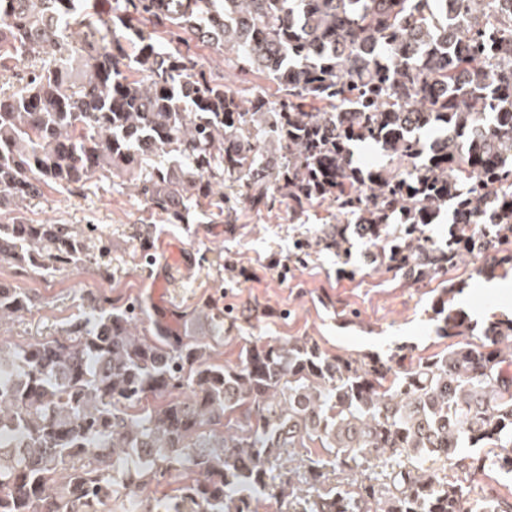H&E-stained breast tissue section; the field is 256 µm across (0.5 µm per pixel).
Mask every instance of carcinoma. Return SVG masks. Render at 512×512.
<instances>
[{
	"mask_svg": "<svg viewBox=\"0 0 512 512\" xmlns=\"http://www.w3.org/2000/svg\"><path fill=\"white\" fill-rule=\"evenodd\" d=\"M193 45L275 91L232 88ZM359 142L383 161L354 164ZM114 178L175 221L279 197L296 218L334 205L319 242L387 240L373 262L388 271L474 252L486 272L512 265V0H112L105 21L91 0H0V261L48 276L84 264L83 239L24 208ZM445 209L440 244L424 229ZM456 293L432 308L452 343L425 358L330 355L300 336L250 342L234 366L165 317L139 332L140 303L95 299L60 336L0 345V512H255V492L288 512H512L492 493L467 507L463 479L434 467L512 474V320L460 341ZM29 304L0 282V320ZM206 323L213 338L234 327L209 306ZM307 441L330 459L307 455L306 484L364 478L295 494L279 460Z\"/></svg>",
	"mask_w": 512,
	"mask_h": 512,
	"instance_id": "1",
	"label": "carcinoma"
}]
</instances>
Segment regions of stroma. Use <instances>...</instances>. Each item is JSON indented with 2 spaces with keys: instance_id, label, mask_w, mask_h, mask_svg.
<instances>
[{
  "instance_id": "1",
  "label": "stroma",
  "mask_w": 512,
  "mask_h": 512,
  "mask_svg": "<svg viewBox=\"0 0 512 512\" xmlns=\"http://www.w3.org/2000/svg\"><path fill=\"white\" fill-rule=\"evenodd\" d=\"M27 213L34 222L84 234L89 260L52 277L0 263V282L35 302L30 312L0 322V343L61 333L89 314L94 295L145 300L166 314L206 305L234 312V329L209 349L212 362L230 365L251 340L290 336L313 337L332 355L409 345L415 355L430 356L447 345L430 316L451 283L460 289L452 305L471 323L470 342L479 343L490 318H512V271L487 276L482 254L464 255L454 268L424 278L376 268L373 244L361 237H350L343 252L322 250L321 230L336 221L328 205L302 224L293 222L284 199L268 211L238 212L231 224L196 211L174 224L117 179L74 193L46 192Z\"/></svg>"
}]
</instances>
